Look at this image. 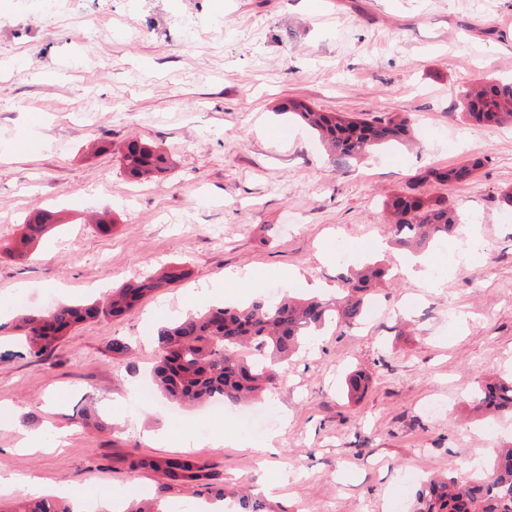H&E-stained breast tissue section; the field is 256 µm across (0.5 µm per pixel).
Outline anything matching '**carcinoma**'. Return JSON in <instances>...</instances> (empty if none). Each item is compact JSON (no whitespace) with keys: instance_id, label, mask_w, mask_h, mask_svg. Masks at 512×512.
I'll use <instances>...</instances> for the list:
<instances>
[{"instance_id":"obj_1","label":"carcinoma","mask_w":512,"mask_h":512,"mask_svg":"<svg viewBox=\"0 0 512 512\" xmlns=\"http://www.w3.org/2000/svg\"><path fill=\"white\" fill-rule=\"evenodd\" d=\"M462 114L473 125L512 123V80L490 79L470 88L460 100ZM284 113L299 116L315 130L330 155L359 158L373 148L400 142L410 135L407 118L399 114L375 116L370 120L343 113L317 112L290 101ZM121 164L135 181L155 177L168 165L167 154L158 146L129 140L121 148ZM478 158L449 169L432 168L418 175V181L460 184L476 176ZM386 207L392 215L394 242L403 248L420 249L456 231L459 216L442 202H433L417 191L395 194ZM61 223L58 214L37 209L22 226L18 240L3 247L4 253L23 259L40 239ZM387 270L374 263L343 276L347 296L332 302L285 296L278 301L262 297L244 306L215 305L203 313H189L162 327L157 337L154 381L163 395L185 406H197L220 398L237 404L262 395L268 385L281 377L280 368L301 347L306 336L336 318L350 327L365 314L364 293L384 279ZM184 276L174 267L112 289L103 303L60 304L34 312L19 320L27 346L36 357L50 352L67 332L83 323L119 317L149 294L169 287ZM475 409L512 414V380H498L482 386L472 396ZM132 472L149 469L176 485L196 487L199 495L227 497L233 489L216 488L208 482L207 466L178 458H134ZM490 475L463 477L448 466V475L431 480L419 495L415 512H512V441L492 458ZM4 512H75L54 497L21 498Z\"/></svg>"}]
</instances>
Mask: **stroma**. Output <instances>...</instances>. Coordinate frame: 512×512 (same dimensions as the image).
I'll use <instances>...</instances> for the list:
<instances>
[{"mask_svg":"<svg viewBox=\"0 0 512 512\" xmlns=\"http://www.w3.org/2000/svg\"><path fill=\"white\" fill-rule=\"evenodd\" d=\"M512 76V0H78L48 17L26 0L0 8V245L34 208L66 223L22 260L0 259V502L73 491L78 512H111L98 496L165 506L202 503L133 457H190L215 486L241 487L265 512H413L431 475L487 463L512 440V416L485 419L470 395L512 376V128L476 127L459 101L487 76ZM295 100L369 119L405 115L417 143L335 160L299 122ZM160 145L170 167L129 181L126 140ZM105 140L107 151L87 152ZM483 162L465 185L417 183L435 167ZM419 187L475 225L423 253L439 288L400 268L390 245L389 196ZM111 213L100 233L91 217ZM385 249H375V242ZM389 269L367 319L312 337L257 409L260 435L237 425L240 406L206 422L173 407L148 378L152 340L168 318L275 290L335 297L349 268ZM173 265L188 271L122 317L72 329L43 357L15 329L54 303H87ZM251 273L244 284L240 274ZM133 351L113 358V339ZM367 377L361 398L346 380ZM440 401L438 413L425 409ZM162 428L173 443L149 442ZM222 447L177 439L200 431ZM35 449L21 447L28 434ZM268 444L261 459L252 448Z\"/></svg>","mask_w":512,"mask_h":512,"instance_id":"35a3bbf8","label":"stroma"}]
</instances>
